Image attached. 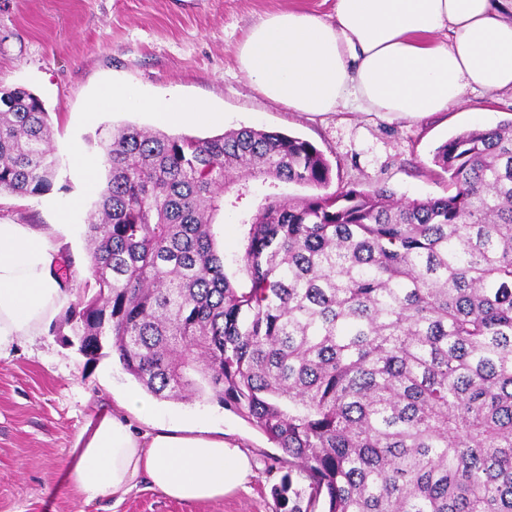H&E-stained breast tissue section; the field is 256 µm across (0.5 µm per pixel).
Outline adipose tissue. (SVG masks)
Here are the masks:
<instances>
[{"mask_svg":"<svg viewBox=\"0 0 512 512\" xmlns=\"http://www.w3.org/2000/svg\"><path fill=\"white\" fill-rule=\"evenodd\" d=\"M235 54L256 92L294 112H444L470 92H512V0H336L327 20L281 10L251 26ZM108 96L113 107L146 110L167 126L218 119L175 93L115 87ZM59 268L48 234L0 222V358L40 336L68 300ZM151 413L133 391L81 430L67 471L86 502L122 501L144 479L178 502L244 488L252 462L236 444L199 423L133 429L130 416Z\"/></svg>","mask_w":512,"mask_h":512,"instance_id":"adipose-tissue-1","label":"adipose tissue"}]
</instances>
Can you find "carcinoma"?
<instances>
[{
	"instance_id": "1",
	"label": "carcinoma",
	"mask_w": 512,
	"mask_h": 512,
	"mask_svg": "<svg viewBox=\"0 0 512 512\" xmlns=\"http://www.w3.org/2000/svg\"><path fill=\"white\" fill-rule=\"evenodd\" d=\"M103 149L95 292L66 317L86 362L109 346L156 397L234 407L306 474L305 512H512V120L450 137L451 193L408 201L326 193L315 145L251 127ZM57 166L42 101L0 88V192ZM253 181L240 286L211 229Z\"/></svg>"
}]
</instances>
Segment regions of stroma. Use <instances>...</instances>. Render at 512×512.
I'll list each match as a JSON object with an SVG mask.
<instances>
[{
  "instance_id": "obj_1",
  "label": "stroma",
  "mask_w": 512,
  "mask_h": 512,
  "mask_svg": "<svg viewBox=\"0 0 512 512\" xmlns=\"http://www.w3.org/2000/svg\"><path fill=\"white\" fill-rule=\"evenodd\" d=\"M335 0H0V87H21L42 100L62 158L53 189L40 196L0 194V220L32 224L48 233L75 272L74 288L92 282L84 233L97 196L69 158L71 146L102 155L100 134L155 122L143 110H113L103 95L133 85L161 97L178 90L223 113L219 124H189L179 134L206 138L253 127L306 139L333 168L331 189L370 193L385 186L405 200L448 193V175L435 166L437 148L468 129L512 119V93H467L447 111L417 117L338 109L320 115L272 103L239 71L235 47L260 17L303 9L327 17ZM80 200L68 213L66 204ZM253 194L225 206L214 225L231 280L245 283L238 258L241 215ZM58 312L36 341H21L0 358V512H301L308 480L281 449L234 408L216 401L154 399L160 419L192 418L223 431L255 461L246 488L224 499L181 503L139 484L122 502L85 503L66 477L70 448L81 429L139 383L105 353L86 362L64 342L70 328Z\"/></svg>"
}]
</instances>
